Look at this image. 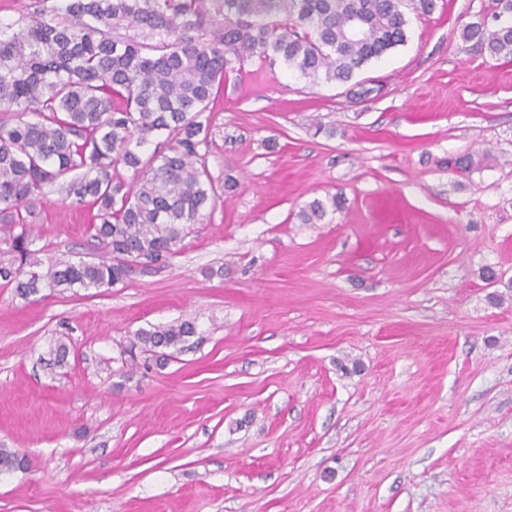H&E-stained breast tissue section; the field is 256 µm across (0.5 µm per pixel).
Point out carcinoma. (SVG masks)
<instances>
[{"label": "carcinoma", "mask_w": 512, "mask_h": 512, "mask_svg": "<svg viewBox=\"0 0 512 512\" xmlns=\"http://www.w3.org/2000/svg\"><path fill=\"white\" fill-rule=\"evenodd\" d=\"M436 2L36 0L0 25V244L13 254L0 263V287L25 299L42 288L111 287L167 261L215 202L208 113L230 76L258 57L311 84L346 82L405 43L407 6L428 15ZM493 18L495 29L472 25L463 38L511 59L512 0H494ZM52 191L93 207L88 231L102 259L39 270L30 218ZM324 214L315 199L298 217L315 224ZM195 333L183 320L135 338L163 358ZM26 463L0 448V475Z\"/></svg>", "instance_id": "carcinoma-1"}]
</instances>
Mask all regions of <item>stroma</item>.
<instances>
[{
    "instance_id": "35a3bbf8",
    "label": "stroma",
    "mask_w": 512,
    "mask_h": 512,
    "mask_svg": "<svg viewBox=\"0 0 512 512\" xmlns=\"http://www.w3.org/2000/svg\"><path fill=\"white\" fill-rule=\"evenodd\" d=\"M491 7L409 13L346 82L252 59L206 154L238 186L177 255L0 288V448L28 459L0 512H512V58L462 37ZM90 218L46 196L38 259L101 258ZM180 320V351L130 358ZM196 333L193 322L188 320L176 321L166 326H157L151 329H139L135 333L136 344L140 345L143 353H148L164 359L167 350L178 351L191 336Z\"/></svg>"
}]
</instances>
